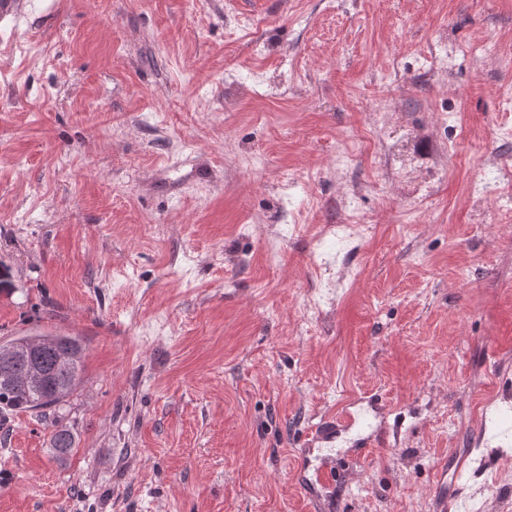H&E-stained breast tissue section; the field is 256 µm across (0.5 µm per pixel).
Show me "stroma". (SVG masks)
Segmentation results:
<instances>
[{"instance_id": "obj_1", "label": "stroma", "mask_w": 512, "mask_h": 512, "mask_svg": "<svg viewBox=\"0 0 512 512\" xmlns=\"http://www.w3.org/2000/svg\"><path fill=\"white\" fill-rule=\"evenodd\" d=\"M510 93L512 0L0 12V342L85 345L59 414L0 415V512H512L479 437L512 425ZM369 397L383 442L312 501L306 435Z\"/></svg>"}]
</instances>
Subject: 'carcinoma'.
Here are the masks:
<instances>
[{
  "mask_svg": "<svg viewBox=\"0 0 512 512\" xmlns=\"http://www.w3.org/2000/svg\"><path fill=\"white\" fill-rule=\"evenodd\" d=\"M49 343L39 356L45 372L42 393L26 394L10 387L0 388V408L11 411L60 410L62 403L79 387L82 381V364L76 363L69 370L62 369L60 359L66 357L70 346L82 345L77 336L50 335ZM52 447L60 455L69 453L73 439L66 429L55 431L51 438Z\"/></svg>",
  "mask_w": 512,
  "mask_h": 512,
  "instance_id": "1",
  "label": "carcinoma"
}]
</instances>
